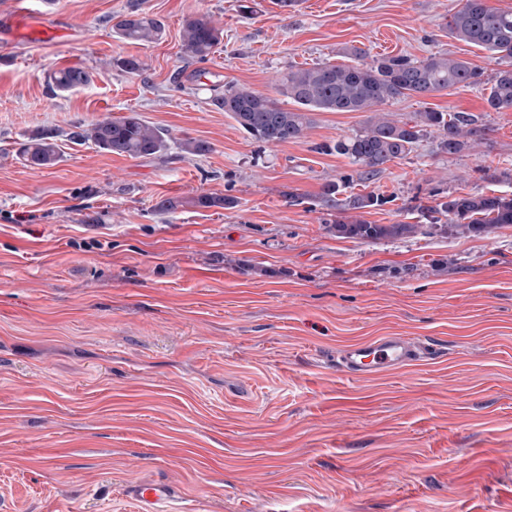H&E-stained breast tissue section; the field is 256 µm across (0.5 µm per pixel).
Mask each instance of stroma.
<instances>
[{"mask_svg": "<svg viewBox=\"0 0 512 512\" xmlns=\"http://www.w3.org/2000/svg\"><path fill=\"white\" fill-rule=\"evenodd\" d=\"M457 0H0L63 13L79 35L0 41V512H133L132 481L179 485L178 512H512V225L479 236L362 243L329 231L322 184L388 204L374 224H417L429 192L512 196V109L485 87L402 97L405 121L430 108L476 116L475 147L437 153L436 137L372 180L331 144L361 112H317L303 137L269 146L209 103L224 83L276 96L291 67L373 56L502 63L448 34ZM139 10L155 43L112 31ZM224 39L180 57L186 17ZM141 61L140 73L114 66ZM91 83L53 94L51 74ZM131 112L166 130L167 153L133 158L76 140ZM56 134L59 157L31 168L21 144ZM207 141L196 156L183 140ZM299 202L288 200L289 193ZM229 195L227 209L197 207ZM172 198L179 206L159 210ZM398 333L440 359L351 379L337 349Z\"/></svg>", "mask_w": 512, "mask_h": 512, "instance_id": "obj_1", "label": "stroma"}]
</instances>
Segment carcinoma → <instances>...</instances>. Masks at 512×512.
<instances>
[{"label": "carcinoma", "instance_id": "1", "mask_svg": "<svg viewBox=\"0 0 512 512\" xmlns=\"http://www.w3.org/2000/svg\"><path fill=\"white\" fill-rule=\"evenodd\" d=\"M113 29L125 41L152 43L162 37L164 25L145 12L135 11L116 22ZM448 33L489 52L495 59L512 60V11L493 8L487 0H460L448 22ZM223 36L224 31L204 15L186 18L181 31L182 58L187 62L206 60ZM351 56L352 65L292 67L277 77V93L290 100L295 105L293 109L234 84L213 87L211 104L227 112L255 140L268 145L301 138L311 126L314 112L369 113L362 128L353 135L324 146L327 151L349 158L364 181L374 178L383 165L406 157L427 133L438 132L437 150L447 155L463 152L469 148L468 138L484 134L485 128L478 125V120L463 112L426 109L414 113L407 121H397L376 111L401 96H426L484 83L483 72L469 61L444 54H432L424 60L400 54L368 62V52L357 47L352 48ZM50 80L54 91L65 93L89 84L91 74L81 67H69L53 72ZM486 102L497 112L512 109V67L499 70L492 77ZM77 137L92 141L106 152L130 157L156 155L169 147L166 134L144 122L136 112L98 120ZM54 138L50 131L31 138L21 146L20 157L30 167L54 165L58 159ZM346 188L345 180L326 181L317 196L318 206L343 213L374 209L389 202L373 192L347 196ZM430 198L427 224H372L362 219H336L328 228L340 238L373 242L450 229L481 235L494 226L512 224V197L432 192ZM194 203L203 208L225 209L233 207L235 200L226 195L205 194Z\"/></svg>", "mask_w": 512, "mask_h": 512}]
</instances>
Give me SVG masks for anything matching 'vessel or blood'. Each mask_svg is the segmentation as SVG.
Wrapping results in <instances>:
<instances>
[{
    "mask_svg": "<svg viewBox=\"0 0 512 512\" xmlns=\"http://www.w3.org/2000/svg\"><path fill=\"white\" fill-rule=\"evenodd\" d=\"M435 357L433 345L410 336L390 334L338 350L336 365L347 376L368 378ZM125 497L134 504L136 512H172L179 490L162 480L136 481L127 485Z\"/></svg>",
    "mask_w": 512,
    "mask_h": 512,
    "instance_id": "obj_1",
    "label": "vessel or blood"
}]
</instances>
